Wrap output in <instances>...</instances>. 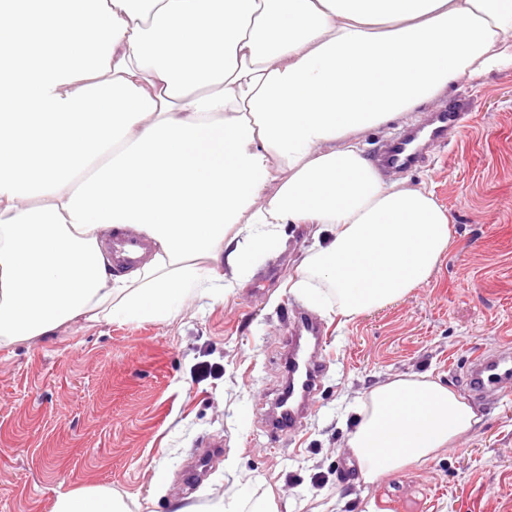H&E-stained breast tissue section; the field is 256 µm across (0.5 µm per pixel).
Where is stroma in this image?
Masks as SVG:
<instances>
[{
    "label": "stroma",
    "mask_w": 512,
    "mask_h": 512,
    "mask_svg": "<svg viewBox=\"0 0 512 512\" xmlns=\"http://www.w3.org/2000/svg\"><path fill=\"white\" fill-rule=\"evenodd\" d=\"M459 108L460 135L436 144L404 180L449 211L450 242L429 280L340 323L321 315L330 368L290 440L264 413L283 378L282 343L307 304L290 292L312 238L285 249L215 301L199 295L170 321H70L0 344V512H51L57 492L106 486L130 512H171L272 489L279 512H512V388L474 402L481 421L455 445L374 484L343 479L353 410L381 381L432 373L455 391L478 352L512 340V71L459 77L448 93L361 140L367 158ZM216 368L198 379V363ZM224 454L194 485L186 465L210 439Z\"/></svg>",
    "instance_id": "1"
}]
</instances>
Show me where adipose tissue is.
Listing matches in <instances>:
<instances>
[{
    "label": "adipose tissue",
    "instance_id": "obj_1",
    "mask_svg": "<svg viewBox=\"0 0 512 512\" xmlns=\"http://www.w3.org/2000/svg\"><path fill=\"white\" fill-rule=\"evenodd\" d=\"M512 69V0H0V343L82 318L177 317L282 246L291 290L346 320L430 278L448 211L353 142ZM152 244L116 275L104 232ZM347 442L363 482L425 461L476 411L427 373L374 386ZM53 512H127L106 488Z\"/></svg>",
    "mask_w": 512,
    "mask_h": 512
}]
</instances>
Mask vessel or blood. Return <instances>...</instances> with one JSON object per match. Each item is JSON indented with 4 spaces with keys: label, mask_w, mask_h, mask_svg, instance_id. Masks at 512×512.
Masks as SVG:
<instances>
[{
    "label": "vessel or blood",
    "mask_w": 512,
    "mask_h": 512,
    "mask_svg": "<svg viewBox=\"0 0 512 512\" xmlns=\"http://www.w3.org/2000/svg\"><path fill=\"white\" fill-rule=\"evenodd\" d=\"M461 111L442 110L432 113L431 141H444L461 131ZM425 148L407 151L401 140L386 144L377 156V163L384 171L405 172L424 161ZM149 244L137 237L110 240L108 251L116 268L132 269L139 266ZM326 337L324 326L312 316H301L288 344L286 379L288 389L280 394L273 407L270 424L282 434L294 435L297 425L315 395L322 378L324 359L319 351ZM467 391L484 400L499 389L512 385V346L508 345L493 354L479 353L469 362L462 379Z\"/></svg>",
    "instance_id": "1"
}]
</instances>
